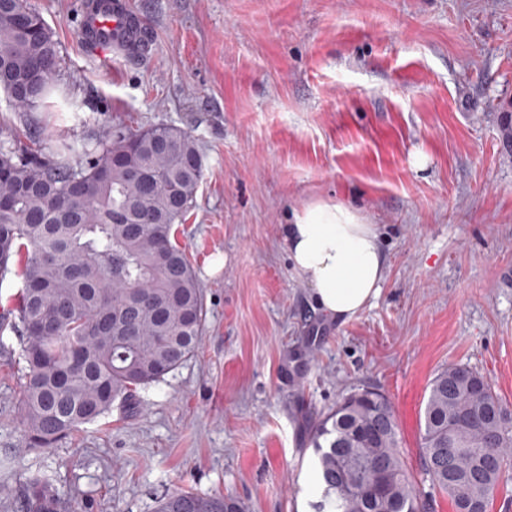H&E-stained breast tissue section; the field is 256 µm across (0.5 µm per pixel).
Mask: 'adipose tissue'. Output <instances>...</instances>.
Returning a JSON list of instances; mask_svg holds the SVG:
<instances>
[{"mask_svg": "<svg viewBox=\"0 0 512 512\" xmlns=\"http://www.w3.org/2000/svg\"><path fill=\"white\" fill-rule=\"evenodd\" d=\"M284 243L324 314L349 319L379 297L386 254L376 225L359 210L330 201L306 206L285 225Z\"/></svg>", "mask_w": 512, "mask_h": 512, "instance_id": "1", "label": "adipose tissue"}]
</instances>
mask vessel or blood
Segmentation results:
<instances>
[{
    "instance_id": "vessel-or-blood-1",
    "label": "vessel or blood",
    "mask_w": 512,
    "mask_h": 512,
    "mask_svg": "<svg viewBox=\"0 0 512 512\" xmlns=\"http://www.w3.org/2000/svg\"><path fill=\"white\" fill-rule=\"evenodd\" d=\"M80 34L88 47L110 61L143 52L146 28L128 0H82Z\"/></svg>"
}]
</instances>
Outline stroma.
I'll return each instance as SVG.
<instances>
[{
	"mask_svg": "<svg viewBox=\"0 0 512 512\" xmlns=\"http://www.w3.org/2000/svg\"><path fill=\"white\" fill-rule=\"evenodd\" d=\"M53 29L77 109L0 130L93 136L172 125L204 179L177 225L203 289L195 354L131 407L25 450L20 342L0 331V512L36 475L71 512H154L190 490L245 512H311L313 420L353 389L390 398L414 486L429 385L484 375L512 404V0H130L152 51L102 62L79 0H28ZM378 225L380 296L348 320L315 307L283 228L314 201Z\"/></svg>",
	"mask_w": 512,
	"mask_h": 512,
	"instance_id": "stroma-1",
	"label": "stroma"
}]
</instances>
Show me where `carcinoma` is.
Here are the masks:
<instances>
[{"mask_svg":"<svg viewBox=\"0 0 512 512\" xmlns=\"http://www.w3.org/2000/svg\"><path fill=\"white\" fill-rule=\"evenodd\" d=\"M59 65L52 29L28 0H0V89L35 73L37 112ZM204 178L188 132L122 123L104 135L33 149L0 141V268L21 262L23 286L0 330L21 333L25 447L50 448L84 424L136 403L196 351L204 293L175 239ZM310 441L323 490L312 512H431L414 489L389 398L373 388L343 397ZM421 461L456 512H487L512 465V406L462 365L430 384ZM25 512H66L49 478L25 489ZM156 512H242L224 496L168 495Z\"/></svg>","mask_w":512,"mask_h":512,"instance_id":"carcinoma-1","label":"carcinoma"}]
</instances>
